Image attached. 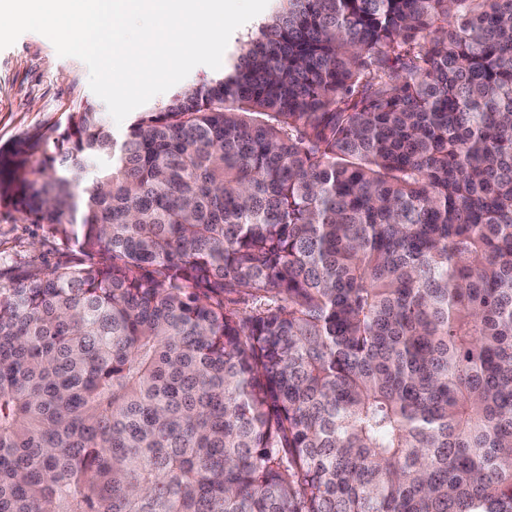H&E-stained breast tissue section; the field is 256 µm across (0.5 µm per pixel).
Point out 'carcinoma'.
Masks as SVG:
<instances>
[{"label":"carcinoma","instance_id":"cac0c4a2","mask_svg":"<svg viewBox=\"0 0 512 512\" xmlns=\"http://www.w3.org/2000/svg\"><path fill=\"white\" fill-rule=\"evenodd\" d=\"M282 2L0 148V512H512V0ZM88 262V257L49 234L41 224H30L21 213L0 208V287L46 267Z\"/></svg>","mask_w":512,"mask_h":512}]
</instances>
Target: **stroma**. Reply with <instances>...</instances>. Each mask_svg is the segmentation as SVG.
<instances>
[{
    "label": "stroma",
    "mask_w": 512,
    "mask_h": 512,
    "mask_svg": "<svg viewBox=\"0 0 512 512\" xmlns=\"http://www.w3.org/2000/svg\"><path fill=\"white\" fill-rule=\"evenodd\" d=\"M98 97L89 87L86 64L58 56L45 36L27 32L0 49V147L38 133L63 132L73 113ZM76 249L27 221L21 213L0 208V287L54 265L80 261Z\"/></svg>",
    "instance_id": "35a3bbf8"
}]
</instances>
